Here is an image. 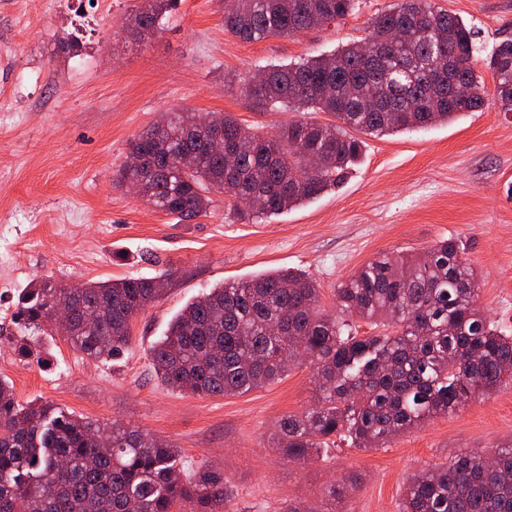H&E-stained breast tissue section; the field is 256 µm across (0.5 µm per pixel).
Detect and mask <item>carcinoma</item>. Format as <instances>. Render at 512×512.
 <instances>
[{
    "label": "carcinoma",
    "mask_w": 512,
    "mask_h": 512,
    "mask_svg": "<svg viewBox=\"0 0 512 512\" xmlns=\"http://www.w3.org/2000/svg\"><path fill=\"white\" fill-rule=\"evenodd\" d=\"M177 0H143L127 27L151 33ZM357 0H232L224 31L245 42L284 37L351 15ZM404 39L393 44L389 35ZM478 33L430 0H399L372 17L367 42L289 64L268 65L240 93L257 106L324 112L334 121L299 119L261 136L235 117L174 113L131 142L137 167L117 181L133 183L157 209L181 221L205 213L219 193L242 218L278 214L341 184L362 155L352 135H385L448 123L483 104ZM445 57L443 71L430 63ZM483 64L501 106L512 112V39ZM465 84L470 93L455 95ZM224 140L245 145L231 167L209 149ZM197 158L189 171L179 158ZM453 239L421 256L382 254L336 288V308L319 305L320 289L302 273L270 272L212 288L176 317L150 349L155 372L171 388L198 395H243L273 383L306 361L317 402L286 414L272 447L286 461H308L330 441L373 448L455 411L512 379V336L477 304L478 276ZM155 277L88 282L61 288L41 281L18 294L14 317L46 336L60 302L72 307L66 334L87 358L124 354L135 316L171 282ZM382 327L359 336L352 322ZM283 325L275 334L271 328ZM226 499L224 472L210 464L188 473L171 443L139 429L102 426L36 399L16 400L0 378V512H217ZM401 512H512V444L453 454L408 478Z\"/></svg>",
    "instance_id": "cac0c4a2"
}]
</instances>
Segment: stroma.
<instances>
[{"label": "stroma", "mask_w": 512, "mask_h": 512, "mask_svg": "<svg viewBox=\"0 0 512 512\" xmlns=\"http://www.w3.org/2000/svg\"><path fill=\"white\" fill-rule=\"evenodd\" d=\"M396 0H360L343 21L290 37L243 42L224 31V0H178L160 27L130 35L142 0H0V377L18 400L38 398L102 424L174 444L182 466L224 472V512H400L407 478L449 455L512 443V381L383 448L336 441L305 464L270 436L280 418L316 399L309 366L240 396H198L165 385L150 348L191 301L226 281L302 271L323 308L336 288L384 253L417 254L450 238L479 278V305L512 334V112L491 74L484 103L448 124L366 139L340 185L298 207L241 219L216 194L190 222L139 199L115 177L130 143L168 111L229 113L262 135L295 119L253 106L239 78L367 38L371 17ZM472 24L482 54L512 39V0H432ZM79 37L73 56L59 49ZM173 270L160 299L131 324L128 352L94 362L61 336L14 321L18 292ZM27 343L31 357L15 352ZM51 361L40 368L37 357ZM348 484L339 501L330 485Z\"/></svg>", "instance_id": "stroma-1"}]
</instances>
